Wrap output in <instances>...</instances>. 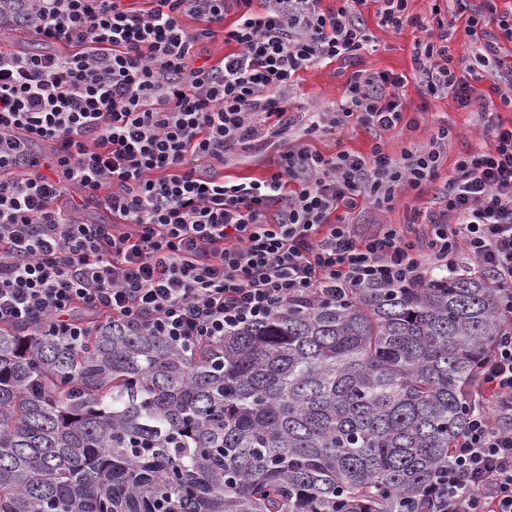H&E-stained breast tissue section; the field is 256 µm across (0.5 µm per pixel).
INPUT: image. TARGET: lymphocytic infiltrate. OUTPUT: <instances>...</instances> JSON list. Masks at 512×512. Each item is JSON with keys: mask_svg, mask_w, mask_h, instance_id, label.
Returning a JSON list of instances; mask_svg holds the SVG:
<instances>
[{"mask_svg": "<svg viewBox=\"0 0 512 512\" xmlns=\"http://www.w3.org/2000/svg\"><path fill=\"white\" fill-rule=\"evenodd\" d=\"M0 30L26 26L47 54L0 52V328L37 326L77 342L90 322L138 327L191 352L291 303L344 299L375 284H421L467 251L500 295L502 330L468 391L473 409L448 468L429 485L433 512H512V126L487 123L489 146L466 151L435 195L425 247L401 225L357 233L358 200L391 210L404 189L434 181L448 147L441 127L400 155H325L305 145L261 180L214 168L259 134L290 133L301 71L341 61L353 72L336 110L308 113L306 134L353 122L377 133L404 121L397 94L452 95L474 109V83L494 78L512 107V61L496 42L456 70V19L476 37L512 42L495 0H456L455 19L414 44L412 75L360 68L373 35L367 0H21ZM236 10L232 27L224 17ZM199 28L187 30L183 16ZM225 27L237 52L202 61L196 42ZM47 144L51 172L33 152ZM109 224L62 209L71 189Z\"/></svg>", "mask_w": 512, "mask_h": 512, "instance_id": "obj_1", "label": "lymphocytic infiltrate"}]
</instances>
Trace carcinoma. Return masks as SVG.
I'll list each match as a JSON object with an SVG mask.
<instances>
[{
    "mask_svg": "<svg viewBox=\"0 0 512 512\" xmlns=\"http://www.w3.org/2000/svg\"><path fill=\"white\" fill-rule=\"evenodd\" d=\"M484 275L290 304L192 355L100 323L0 330V512H401L500 332Z\"/></svg>",
    "mask_w": 512,
    "mask_h": 512,
    "instance_id": "obj_1",
    "label": "carcinoma"
}]
</instances>
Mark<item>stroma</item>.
Listing matches in <instances>:
<instances>
[{"label":"stroma","mask_w":512,"mask_h":512,"mask_svg":"<svg viewBox=\"0 0 512 512\" xmlns=\"http://www.w3.org/2000/svg\"><path fill=\"white\" fill-rule=\"evenodd\" d=\"M410 7L412 13L419 16L420 27L407 26L393 31L377 27V5L375 0H368L362 13L368 26L372 28L377 46L374 52L365 55L364 68L408 76L411 74L414 43L424 38L425 29L431 24L432 4L430 0H411ZM350 74V69L344 68L338 62L305 70L296 89L295 106L308 108L317 104L325 109L335 110L344 99ZM475 87L483 96V112H491L496 121L511 125L512 109L501 105L493 80L481 79L476 82ZM398 95L406 118L415 119L417 125L412 129L401 125L384 133L378 139L384 150L392 155L400 154L410 141H426L437 128L444 127L449 131L448 155L434 182L406 192L398 198L392 210L382 213L362 201L355 210L350 211L347 220L364 233L374 231L377 225L386 222L400 224L411 238L422 240L430 232L427 215L434 208L433 198L451 175L456 157L467 150L486 145L488 139L483 133V112L462 110L449 96L422 97L415 82L409 80L399 89ZM374 141L377 139L370 132L350 123L318 133L308 138L307 143L313 149L324 153L346 149L357 154H366ZM279 151V146H272L265 139H258L248 148L229 157L224 164L223 174L228 179H261L269 176L275 169Z\"/></svg>","instance_id":"stroma-1"}]
</instances>
